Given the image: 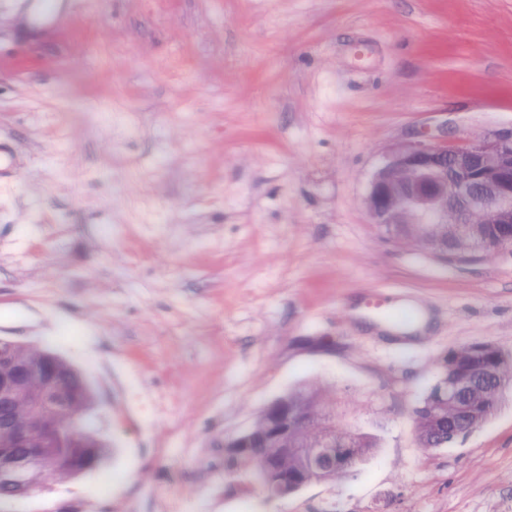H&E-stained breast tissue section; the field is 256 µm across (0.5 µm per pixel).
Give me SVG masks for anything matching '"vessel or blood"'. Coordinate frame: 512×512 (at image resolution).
<instances>
[{
  "label": "vessel or blood",
  "mask_w": 512,
  "mask_h": 512,
  "mask_svg": "<svg viewBox=\"0 0 512 512\" xmlns=\"http://www.w3.org/2000/svg\"><path fill=\"white\" fill-rule=\"evenodd\" d=\"M79 0H20L19 14L13 22L39 31L44 35L56 33L70 14L75 13ZM20 170L16 150L0 142V181L15 180ZM371 300L365 319L375 328L391 335L398 352L407 359H423L429 342L424 333L430 322L433 303L405 289H386L379 286L367 290Z\"/></svg>",
  "instance_id": "b4317fda"
}]
</instances>
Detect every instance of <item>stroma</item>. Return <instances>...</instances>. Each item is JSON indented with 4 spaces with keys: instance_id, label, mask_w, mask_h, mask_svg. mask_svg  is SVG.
<instances>
[{
    "instance_id": "stroma-1",
    "label": "stroma",
    "mask_w": 512,
    "mask_h": 512,
    "mask_svg": "<svg viewBox=\"0 0 512 512\" xmlns=\"http://www.w3.org/2000/svg\"><path fill=\"white\" fill-rule=\"evenodd\" d=\"M12 8L0 341L76 367L114 454L10 512H512V390L442 448L412 413L451 351L512 356V247L450 264L368 201L398 149L512 128V0H83L49 37ZM380 281L436 302L424 361L346 317ZM306 383L375 455L284 498L225 470V443ZM16 150L9 144L3 143L0 139V184L3 185V180L8 179L15 182L17 174L20 170V165L16 159Z\"/></svg>"
}]
</instances>
